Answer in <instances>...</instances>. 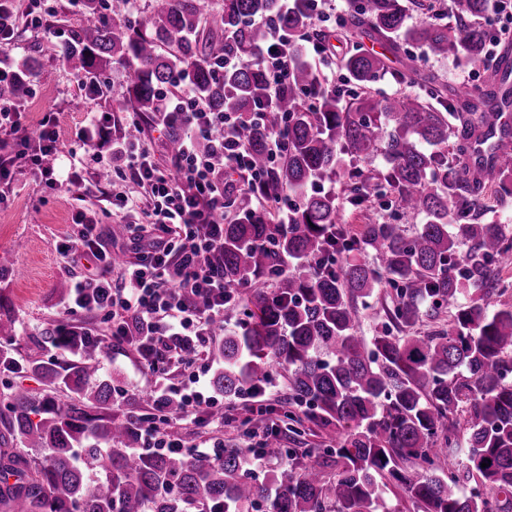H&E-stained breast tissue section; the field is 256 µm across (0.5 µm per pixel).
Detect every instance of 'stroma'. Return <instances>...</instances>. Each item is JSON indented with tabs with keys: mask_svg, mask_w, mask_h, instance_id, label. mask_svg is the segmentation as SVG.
<instances>
[{
	"mask_svg": "<svg viewBox=\"0 0 512 512\" xmlns=\"http://www.w3.org/2000/svg\"><path fill=\"white\" fill-rule=\"evenodd\" d=\"M29 4L30 0H19L14 40L9 48L0 49V61L18 69L29 57H37L40 75L17 108L23 112L24 124L30 130L37 126L43 112H57L59 157L55 165L64 173L72 156L83 150L77 133L85 126L89 113H113L112 133L116 136L135 115L122 106L123 70L112 71L106 96L95 99L85 94L75 74L61 61L56 30L76 29L87 21L77 0H44L47 24L39 29L30 24ZM125 188V183L118 180L103 185L91 196L80 185L60 192L34 177L24 163L16 164L10 200L0 207V313L15 320L12 348L17 359H56V349L45 343L43 336L64 316L62 296L72 277L95 266L89 256L82 257L78 264H70L59 251L62 241L75 232L73 210H92L107 225L145 223V216L139 212L115 215L111 193ZM135 359L132 350L118 347L102 363V376L126 392L125 399L113 406V415L140 416L150 411L149 406L141 403L140 396L151 388L154 378L147 371H135Z\"/></svg>",
	"mask_w": 512,
	"mask_h": 512,
	"instance_id": "35a3bbf8",
	"label": "stroma"
}]
</instances>
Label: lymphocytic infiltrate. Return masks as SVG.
<instances>
[{"label": "lymphocytic infiltrate", "mask_w": 512, "mask_h": 512, "mask_svg": "<svg viewBox=\"0 0 512 512\" xmlns=\"http://www.w3.org/2000/svg\"><path fill=\"white\" fill-rule=\"evenodd\" d=\"M167 107L183 118L181 147L171 169L154 160L151 146L125 137L104 144L99 138L109 113L90 121L78 133L91 163L71 167L66 178H57L43 164L45 156L58 150V116L45 112L38 127L23 132L21 114L15 105L0 101V180L8 181L17 162H25L31 173L58 190L73 184L85 185L87 192L100 187L98 175L122 159V179L146 188V202L152 211L147 224L126 227L133 259L126 261L120 275H113L112 252L95 213L80 208L73 215L78 232L61 246L70 263L82 256L96 261L94 272L74 277L69 311L102 316L113 343L135 351L156 376L154 421L144 424V448L171 454L186 453L188 447L174 430L177 421L217 416L229 424L227 415H215L219 400L204 395L198 386L209 373L201 368L189 378V387L167 383L171 366L195 359L199 347L213 336V326L233 308L235 297L224 287V270L218 257L224 250V225L234 222L226 211L224 183L237 175L248 193L247 211L255 215L277 210L287 217V199L270 201L255 192L260 174L248 160L237 134V118L231 112L209 111L191 90L168 98ZM209 141L208 153H198L196 143ZM175 402L178 416L165 412Z\"/></svg>", "instance_id": "f902f5d3"}]
</instances>
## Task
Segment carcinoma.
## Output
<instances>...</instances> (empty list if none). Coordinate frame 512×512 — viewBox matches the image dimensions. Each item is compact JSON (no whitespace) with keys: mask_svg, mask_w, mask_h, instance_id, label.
Segmentation results:
<instances>
[{"mask_svg":"<svg viewBox=\"0 0 512 512\" xmlns=\"http://www.w3.org/2000/svg\"><path fill=\"white\" fill-rule=\"evenodd\" d=\"M80 2L88 23L62 36L60 56L92 94L113 69H126L124 107L143 119L125 126L127 140L140 139L188 74L211 111L239 114L238 135L264 174L256 191L273 201L299 195L288 224L267 215L224 225V287L239 297L238 318L215 327L221 341L209 355L227 404L261 387L278 364L288 373V404L303 413L288 411V431L299 435L308 421L336 435L299 450L270 431L253 452L286 453L291 466L271 489L244 448L182 456L142 449L139 428L150 416L112 415L113 386L100 377L110 337L50 336L77 351L54 364L20 365L0 344V372H29L67 398L16 391L4 399L0 439L18 447L0 449L3 512H400L384 501L392 484L415 512H512V304L489 310L512 263V233L485 219L492 204L512 199V168L495 164L512 154V127L488 140L481 132L493 109L512 103L509 80L447 96L437 74L413 63L392 70L358 42L338 61L353 84L348 93L299 51L271 105L261 65L270 28L292 36L312 27L315 0H151L143 13L130 0ZM350 2L345 32L394 53L407 43L471 64L487 45V30L472 23L487 0ZM412 11L422 18L409 24ZM257 16L268 24H253ZM228 59L237 64L224 66ZM38 69L32 59L1 80L0 100H20ZM388 73L418 92L377 96L372 85ZM261 109L264 121L250 122ZM280 125L287 136L272 165L268 136ZM340 153L353 162L380 153L385 165L340 169ZM336 178L353 210L390 192L398 209L425 223L413 233L379 222L350 229L335 195L307 192ZM369 252L374 262L359 259ZM381 286L395 296L388 325L368 340L362 310ZM465 290L469 301L457 303ZM453 303L448 327L412 330ZM461 437L466 460L450 466L442 448ZM412 459L423 469L403 466ZM470 483L485 492H465Z\"/></svg>","mask_w":512,"mask_h":512,"instance_id":"carcinoma-1","label":"carcinoma"}]
</instances>
